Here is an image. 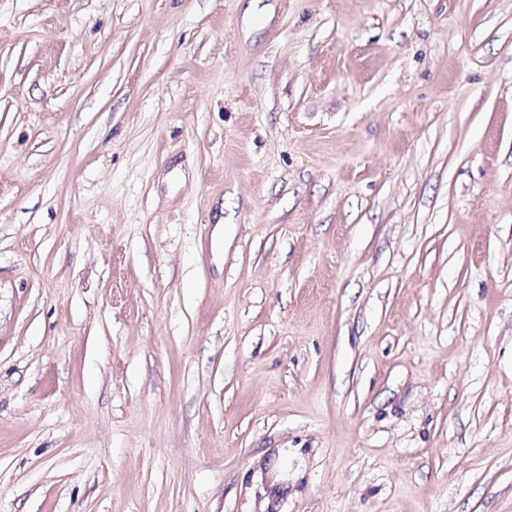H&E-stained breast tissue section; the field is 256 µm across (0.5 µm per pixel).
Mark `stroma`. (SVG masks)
Returning <instances> with one entry per match:
<instances>
[{"instance_id": "obj_1", "label": "stroma", "mask_w": 512, "mask_h": 512, "mask_svg": "<svg viewBox=\"0 0 512 512\" xmlns=\"http://www.w3.org/2000/svg\"><path fill=\"white\" fill-rule=\"evenodd\" d=\"M0 512H512V0H0Z\"/></svg>"}]
</instances>
